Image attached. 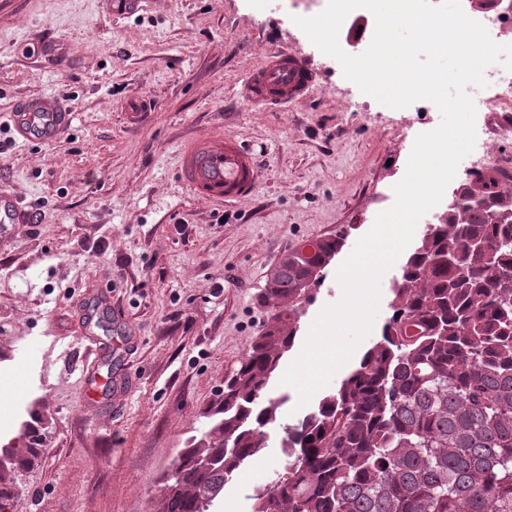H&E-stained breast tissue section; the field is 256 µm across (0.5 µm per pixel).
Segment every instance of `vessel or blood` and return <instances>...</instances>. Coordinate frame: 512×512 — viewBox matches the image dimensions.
<instances>
[{
  "instance_id": "vessel-or-blood-1",
  "label": "vessel or blood",
  "mask_w": 512,
  "mask_h": 512,
  "mask_svg": "<svg viewBox=\"0 0 512 512\" xmlns=\"http://www.w3.org/2000/svg\"><path fill=\"white\" fill-rule=\"evenodd\" d=\"M318 79V73L299 56L277 48L248 73L241 94L250 106L272 108L303 98ZM72 122V112L58 99L33 96L15 106L10 129L15 140L37 146L56 141ZM178 168L193 196L223 205L251 194L259 180L249 148L220 128L185 142L179 150ZM35 221L34 213L24 209L15 194L0 190V240L11 236L14 225Z\"/></svg>"
}]
</instances>
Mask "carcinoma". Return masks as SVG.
<instances>
[{
	"label": "carcinoma",
	"instance_id": "obj_1",
	"mask_svg": "<svg viewBox=\"0 0 512 512\" xmlns=\"http://www.w3.org/2000/svg\"><path fill=\"white\" fill-rule=\"evenodd\" d=\"M495 168L453 189L391 289L358 364L284 427L285 464L252 512H512V188ZM346 236L285 255L257 300L269 321L230 375L210 428L161 488L158 512H210L267 447L288 398L273 391L323 271ZM0 453V512L39 456L32 432Z\"/></svg>",
	"mask_w": 512,
	"mask_h": 512
}]
</instances>
